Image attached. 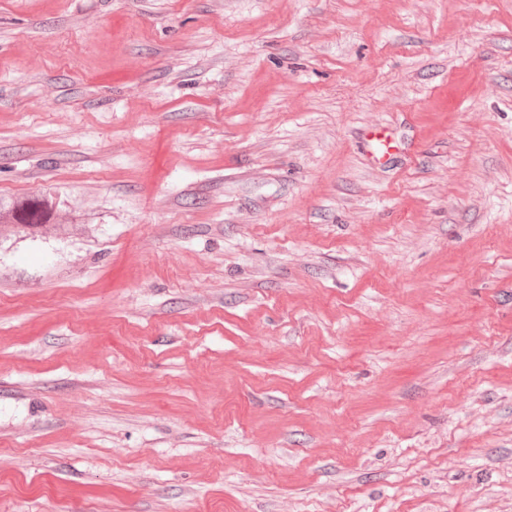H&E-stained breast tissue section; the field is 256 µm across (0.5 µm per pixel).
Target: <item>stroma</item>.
Listing matches in <instances>:
<instances>
[{
	"label": "stroma",
	"instance_id": "stroma-1",
	"mask_svg": "<svg viewBox=\"0 0 512 512\" xmlns=\"http://www.w3.org/2000/svg\"><path fill=\"white\" fill-rule=\"evenodd\" d=\"M38 195L0 512H512V0H0ZM361 143L372 158L385 156L393 147V138L386 128H370L362 131Z\"/></svg>",
	"mask_w": 512,
	"mask_h": 512
}]
</instances>
